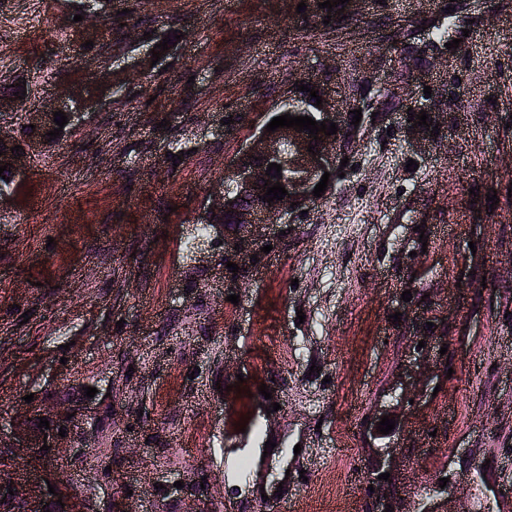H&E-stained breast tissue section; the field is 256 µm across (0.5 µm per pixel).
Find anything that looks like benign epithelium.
I'll use <instances>...</instances> for the list:
<instances>
[{"mask_svg": "<svg viewBox=\"0 0 512 512\" xmlns=\"http://www.w3.org/2000/svg\"><path fill=\"white\" fill-rule=\"evenodd\" d=\"M311 88L322 97V105H316V99L302 96L294 88L274 116L288 112L293 116L316 112L325 124L332 121L337 123V133L327 136L320 132L315 139L307 132L300 133L292 127L279 128L274 132L263 128L225 171V191L212 223L229 228L228 235L232 243L239 244V249L233 251V254L242 262L251 258L258 228L276 223L277 219L289 212L309 209L318 202L312 191L326 172L330 173L329 181H334L340 156L348 151L357 131V127L352 124V113L338 111L320 85L314 83ZM58 111L66 114L71 125L80 124L84 117L82 101L69 98L51 108L30 113V123L37 128L43 127L53 119V113ZM310 144L313 145L311 153L307 151ZM38 149L39 145L34 142L22 152L2 155L0 165L10 163L16 175L23 176L28 171L24 158ZM270 163L282 166L288 195L280 201L267 203L263 201L266 193L263 185L269 179L266 170ZM238 198L246 200L247 204L233 207L231 202ZM44 417L49 421L48 429H39L34 426V422L26 419L17 425V447L23 449V462L35 469L33 485L12 484L20 492L22 512H46L48 504L57 500L48 491V486L56 488L58 484L44 468L41 450L45 444L55 447L54 426L57 420L47 413Z\"/></svg>", "mask_w": 512, "mask_h": 512, "instance_id": "1", "label": "benign epithelium"}]
</instances>
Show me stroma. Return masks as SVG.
<instances>
[{
	"mask_svg": "<svg viewBox=\"0 0 512 512\" xmlns=\"http://www.w3.org/2000/svg\"><path fill=\"white\" fill-rule=\"evenodd\" d=\"M79 2L33 33L0 0V87L93 101L0 196V457L52 410L46 467L91 512H256L298 462V512H512V0H465L451 50L449 0H347L335 27L319 0H112L115 35ZM322 80L366 115L350 168L231 271L224 171ZM225 448L253 470L225 481Z\"/></svg>",
	"mask_w": 512,
	"mask_h": 512,
	"instance_id": "35a3bbf8",
	"label": "stroma"
}]
</instances>
